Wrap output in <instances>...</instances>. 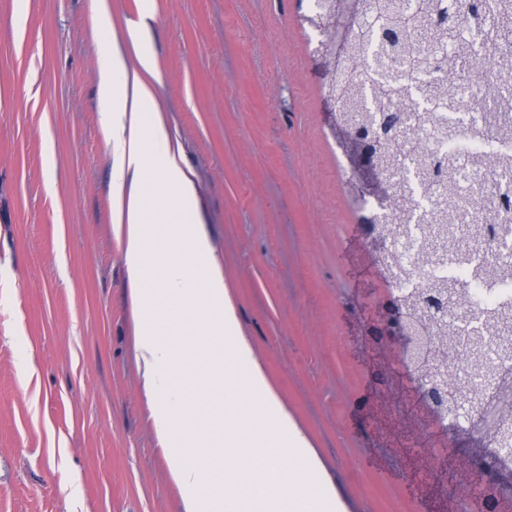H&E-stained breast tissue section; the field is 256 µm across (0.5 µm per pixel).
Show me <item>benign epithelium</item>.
<instances>
[{
    "instance_id": "benign-epithelium-1",
    "label": "benign epithelium",
    "mask_w": 512,
    "mask_h": 512,
    "mask_svg": "<svg viewBox=\"0 0 512 512\" xmlns=\"http://www.w3.org/2000/svg\"><path fill=\"white\" fill-rule=\"evenodd\" d=\"M344 29L349 31L360 13V0L341 5ZM361 347L373 367L372 393L361 404V411L377 433L395 448L405 449L409 462L421 469L427 456H438L431 430L444 424L454 425L460 417L489 432L497 424V407L512 399V375L502 373L486 382V391L478 404L463 399L450 412L441 410L432 379L417 368L416 361L427 353L426 345L414 333L401 300L379 296L362 326ZM484 457L477 450L463 451L444 459L440 473L428 479L430 491L450 504L448 512H457L461 484L489 488L495 502L473 501L470 512H502L501 505L512 506V486L503 469L487 459L481 466L473 460Z\"/></svg>"
}]
</instances>
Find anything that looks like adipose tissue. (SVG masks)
<instances>
[{"label": "adipose tissue", "mask_w": 512, "mask_h": 512, "mask_svg": "<svg viewBox=\"0 0 512 512\" xmlns=\"http://www.w3.org/2000/svg\"><path fill=\"white\" fill-rule=\"evenodd\" d=\"M129 35L141 71L129 72L104 41L99 111L113 187L127 194L116 230L139 329L136 364L183 512H337L333 491L310 494L309 444L238 336L208 234L191 221L193 181L141 78L155 71L149 29ZM194 258L207 262L198 288L184 277Z\"/></svg>", "instance_id": "ef3b65f1"}]
</instances>
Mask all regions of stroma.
I'll list each match as a JSON object with an SVG mask.
<instances>
[{
    "label": "stroma",
    "instance_id": "stroma-1",
    "mask_svg": "<svg viewBox=\"0 0 512 512\" xmlns=\"http://www.w3.org/2000/svg\"><path fill=\"white\" fill-rule=\"evenodd\" d=\"M95 2L0 0V97L24 94L0 111V512H182L135 360ZM108 3L132 71L128 28L151 13L154 110L193 174L238 333L310 443L311 491H335L339 512H445L424 486L438 461L415 472L354 411L358 320L386 283L340 180L306 0Z\"/></svg>",
    "mask_w": 512,
    "mask_h": 512
}]
</instances>
